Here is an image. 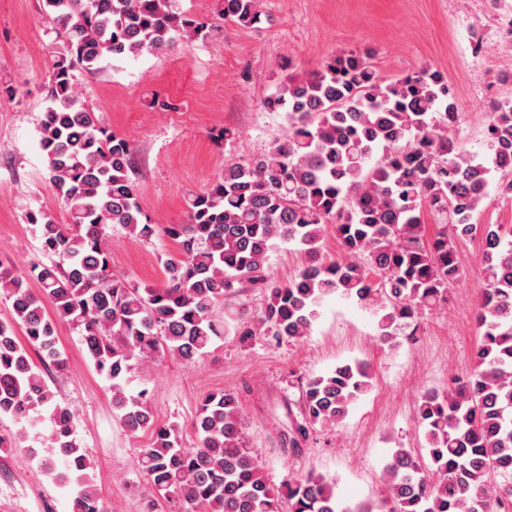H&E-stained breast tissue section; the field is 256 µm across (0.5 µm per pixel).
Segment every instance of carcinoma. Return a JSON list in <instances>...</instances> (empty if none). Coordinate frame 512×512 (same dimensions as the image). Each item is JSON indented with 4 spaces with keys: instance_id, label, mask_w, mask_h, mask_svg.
Wrapping results in <instances>:
<instances>
[{
    "instance_id": "cac0c4a2",
    "label": "carcinoma",
    "mask_w": 512,
    "mask_h": 512,
    "mask_svg": "<svg viewBox=\"0 0 512 512\" xmlns=\"http://www.w3.org/2000/svg\"><path fill=\"white\" fill-rule=\"evenodd\" d=\"M222 16L244 27L262 22L263 0H222ZM59 26L51 55V95L40 146L68 222L41 211L29 223L51 264L28 274L0 269V295L12 322H0V417L50 431L30 448L38 468L70 489L71 512H103L91 464L75 436V414L57 399L47 372L66 368L56 323L75 328L97 371L110 383L112 409L135 434L151 432L137 464L154 496L175 497L187 512H512V227L471 223L496 175L512 195V100L497 103L482 160L449 136L458 108L446 78L421 68L388 83L368 57L342 52L314 72L289 76L265 101L286 112L288 133L249 161L226 165L186 201L187 222H143L130 142L106 130L82 101L75 72L93 73L107 57L155 54L205 38L216 26L181 11L178 0H44ZM439 221L424 240L421 214ZM133 238L161 234L178 245L164 262V285L140 288L112 275L104 229ZM333 227L345 257L322 260L319 242ZM480 236L484 276L474 370L448 391L420 393L416 418L426 455L394 450L382 469L386 495L344 506L336 483L306 473L275 488L247 448L237 396L206 395L183 448L174 424L156 425L146 391L126 393L136 366L172 357L192 363L228 322L213 317L224 297L266 289L247 336L299 340L325 297L357 301L377 320L379 340L409 341L425 310L448 302L460 275L457 241ZM307 255L286 282L266 262L282 244ZM39 283L33 291L29 278ZM24 328L36 364L15 336ZM371 387L369 364L355 361L302 387L306 424L282 438L295 449L309 427L342 421Z\"/></svg>"
}]
</instances>
